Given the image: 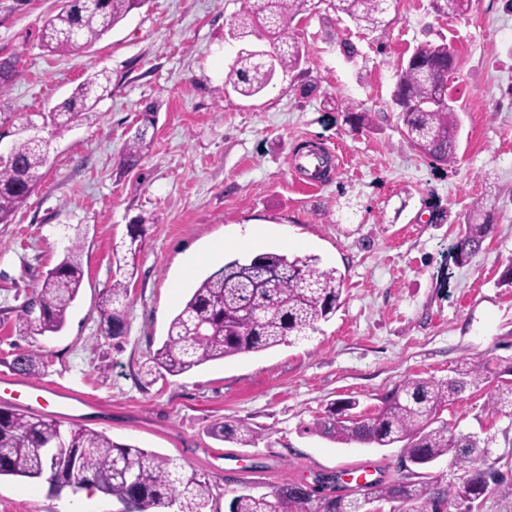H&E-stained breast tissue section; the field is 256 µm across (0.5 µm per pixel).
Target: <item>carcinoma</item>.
Returning <instances> with one entry per match:
<instances>
[{
	"label": "carcinoma",
	"instance_id": "1",
	"mask_svg": "<svg viewBox=\"0 0 512 512\" xmlns=\"http://www.w3.org/2000/svg\"><path fill=\"white\" fill-rule=\"evenodd\" d=\"M146 0H75L49 16L41 29V42L52 52L68 53L76 47L98 42L133 9ZM329 8L382 34L395 17L387 4L373 0H327ZM472 0H443L442 12L465 15ZM316 8L313 0H243L237 22L240 35H254L266 42L264 57L241 52L229 70L224 87L251 98L261 94L276 72L300 66L303 53L292 23ZM426 63L455 71L454 56L445 44H426L414 49ZM16 73V62L0 59V92ZM108 91L100 74L88 77L71 95L49 112L57 132L69 128L81 112L93 107ZM393 102L399 109L402 133L407 142L434 161L448 165L456 159L460 131L459 113L448 101V88L409 64L401 68ZM145 132L137 131L126 149L127 162L136 164L143 155ZM48 141L31 138L16 142L0 156V224L11 221L27 206L43 178L48 160ZM493 225L477 222L471 215L455 245V260L468 261L489 236ZM142 225L131 224L127 240L113 251L110 285L97 304L102 334L119 338L126 334L125 301L137 273ZM83 245L70 241L61 261L50 269L40 288L34 290L31 310L21 306L19 331L31 336L59 332L81 288L84 270ZM345 276L336 268H323L315 255L290 256L264 252L249 259L231 258L203 279L169 323L165 340L147 359V372L161 370L175 376L207 362L241 353L264 351L302 339L330 320L341 306ZM44 367L39 349L16 355L14 371L38 376ZM487 375L479 365L457 369L446 381L423 378L405 380L374 416L357 419L350 413L356 403L331 404L328 414L314 427L341 441L377 447L403 443V454L413 466L427 468L445 455L464 468L461 482L442 489L429 483L402 480L373 481L361 487L356 497L329 494V483L309 488L287 483L271 494L256 495L247 489L235 494L229 512H366L370 502H397V512H441L451 501L472 507L482 498L490 472L475 466L481 454L480 440L456 435L446 422H438V410L466 388L479 387ZM491 408L512 413V382L502 384L490 397ZM213 438L243 447L257 439V432L242 423H219L211 428ZM16 476L44 480L60 494L92 490L119 501L126 512H207L209 490L195 470L176 458L118 444L102 432L71 427L60 421L10 407H0V477Z\"/></svg>",
	"mask_w": 512,
	"mask_h": 512
}]
</instances>
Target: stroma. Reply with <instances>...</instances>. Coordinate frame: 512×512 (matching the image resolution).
Masks as SVG:
<instances>
[{
	"label": "stroma",
	"mask_w": 512,
	"mask_h": 512,
	"mask_svg": "<svg viewBox=\"0 0 512 512\" xmlns=\"http://www.w3.org/2000/svg\"><path fill=\"white\" fill-rule=\"evenodd\" d=\"M57 0H0V57L16 78L0 94V149L28 121L68 97L88 75L109 90L50 142L43 178L28 205L0 224V378L15 354L39 348L45 368L23 383L89 396L80 417L63 418L177 457L203 474L213 512H227L242 485L264 494L291 482L340 475L339 494L357 492L353 469L391 482L412 472L400 445L346 443L313 424L331 403L352 400L371 416L404 380H445L462 364L490 372L438 417L454 432L488 442L480 469L496 473L480 512H512V415L493 412L495 386L512 377V6L474 0L450 17L435 0H398L387 35L357 26L327 5L301 16L304 59L256 98L225 92L224 79L248 39L231 35L241 0H147L93 47L67 54L40 44ZM447 44L456 57L448 93L462 119L454 163L413 149L392 94L413 50ZM150 147L136 164L126 146L144 113ZM365 113L357 124L356 113ZM306 142L339 160L325 184L307 188L288 162ZM481 209L494 229L478 253L456 264L462 224ZM143 223L138 274L129 286L127 333L103 336L96 304L111 282L112 248ZM262 225L264 251L318 255L345 276L335 316L305 340L209 362L178 376L144 374L168 325L198 283L225 258L252 256L239 232ZM83 245L84 278L53 336L21 335L16 315L64 255ZM198 261L186 266L187 253ZM243 423L253 446L218 441L211 428ZM122 512L87 490L51 494L47 483L0 478V512Z\"/></svg>",
	"instance_id": "obj_1"
}]
</instances>
